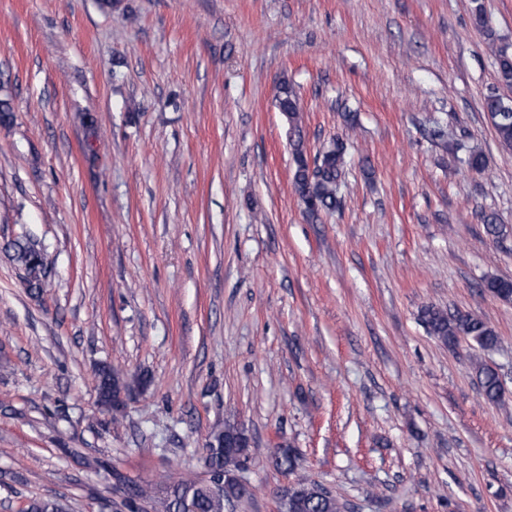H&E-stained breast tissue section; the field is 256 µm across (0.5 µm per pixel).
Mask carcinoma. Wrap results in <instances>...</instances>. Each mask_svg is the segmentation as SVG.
Segmentation results:
<instances>
[{"instance_id":"cac0c4a2","label":"carcinoma","mask_w":512,"mask_h":512,"mask_svg":"<svg viewBox=\"0 0 512 512\" xmlns=\"http://www.w3.org/2000/svg\"><path fill=\"white\" fill-rule=\"evenodd\" d=\"M498 66L500 81L512 85V51L509 47L492 46ZM278 111L286 118L294 140L293 175L294 186L309 216L316 218L322 211H334L339 206V192L345 165V147L336 140L315 155L313 160L303 150L301 135L302 112L299 96L295 88L283 81L276 98ZM484 109L492 120L495 134L505 146H512V100L495 93L484 99ZM456 149L466 152L465 163L473 170L485 166L484 156L470 150L463 143L456 144ZM15 260L26 274L28 288L37 291L41 288L42 278L46 274L44 253L29 239L13 243ZM487 290L502 299L512 298V280L492 278L485 284ZM421 320L427 332L444 345L452 348L459 338L464 337L484 351L500 348V339L494 329L481 316L456 310L448 312L442 308L428 306L421 311ZM477 377L485 399L502 406L504 385L497 371L489 366L477 367ZM145 384L142 377L127 380L114 368L104 365L98 369L99 402L107 409H112V395L122 388ZM242 432L237 425L226 422L217 425L209 432L203 456L205 477L184 478L163 481L157 484L139 485L128 483L117 477L123 485L124 505L129 512H139L142 505H147L151 512H233L245 500L237 484L225 479L224 490L218 492L214 483L234 472H240L251 455L230 451L224 447V439ZM299 458L292 448H279L275 453V465L278 469L291 473L298 466ZM281 512H345L346 505L341 503L322 483L307 478L298 479V487L288 492V499H279ZM27 512H63V506L56 500L34 499Z\"/></svg>"}]
</instances>
